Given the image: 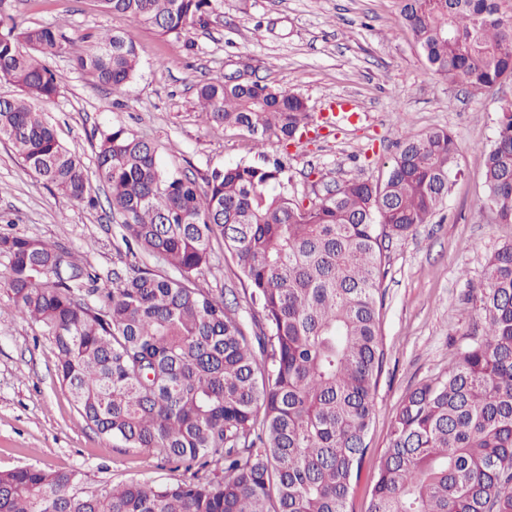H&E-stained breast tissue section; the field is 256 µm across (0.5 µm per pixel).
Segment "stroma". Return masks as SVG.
<instances>
[{"label": "stroma", "instance_id": "stroma-1", "mask_svg": "<svg viewBox=\"0 0 512 512\" xmlns=\"http://www.w3.org/2000/svg\"><path fill=\"white\" fill-rule=\"evenodd\" d=\"M0 10L23 27L63 23L72 38L89 30L132 32L139 66L122 92L80 71L73 53L46 61L61 93L39 109L89 167L101 131L123 128L151 142L163 164L190 170L197 181L225 166L276 159L295 195L310 197L326 183L385 179L401 133H454L460 173L446 203L387 251L385 362L369 451L346 506L366 512L402 398L447 370L474 321L468 297L484 284L487 257L512 242V224L498 223L484 200L483 166L500 106L512 101V82L475 95L433 74L396 0H224L220 20L180 37L102 13L96 0H6ZM224 75L300 94L321 123L318 133L260 148L246 129L208 122L196 89ZM339 95L353 97L359 112L349 121L324 122ZM0 231L57 244L96 272L103 288L111 287L114 267L156 266L153 257L128 251L107 204L69 200L1 143ZM200 283L243 297L239 269L222 242H214ZM55 364L51 340L38 325L0 317V471L77 470L86 493L130 479L169 480L171 471L151 454L117 451L80 419Z\"/></svg>", "mask_w": 512, "mask_h": 512}]
</instances>
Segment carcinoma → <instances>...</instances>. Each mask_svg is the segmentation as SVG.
Instances as JSON below:
<instances>
[{"label":"carcinoma","mask_w":512,"mask_h":512,"mask_svg":"<svg viewBox=\"0 0 512 512\" xmlns=\"http://www.w3.org/2000/svg\"><path fill=\"white\" fill-rule=\"evenodd\" d=\"M429 69L472 92L512 80V13L498 0H397ZM104 13L180 36L224 0H98ZM81 43L79 69L116 93L138 68L126 32L21 28L0 18V142L67 198L109 190L122 238L160 269L112 271L111 288L56 244L0 235L10 305L38 323L80 416L113 447L143 449L185 478L131 479L85 495L74 470L0 471V512H346L368 452L385 359L379 334L386 241L423 224L459 173L454 135H404L385 181H347L307 201L281 165L215 169L200 188L122 129L101 133L95 170L34 103L60 94L45 58ZM200 107L256 146L308 128L304 98L258 81L204 83ZM485 198L512 224V104L484 154ZM220 239L248 284L246 334L224 295L198 284ZM473 327L448 371L396 410L368 512H512V243L487 259Z\"/></svg>","instance_id":"carcinoma-1"}]
</instances>
